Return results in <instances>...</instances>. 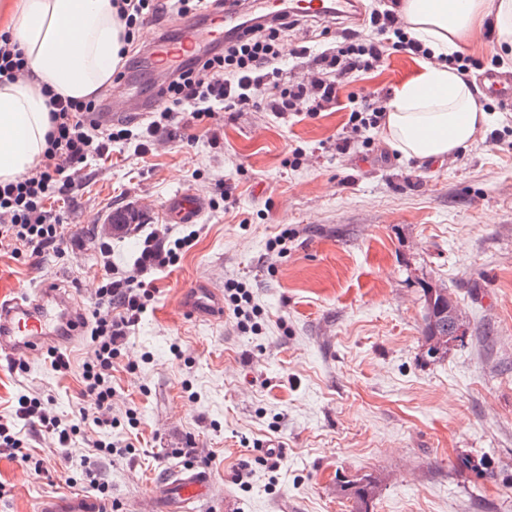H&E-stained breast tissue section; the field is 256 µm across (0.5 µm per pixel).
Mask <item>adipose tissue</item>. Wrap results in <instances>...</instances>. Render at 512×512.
<instances>
[{
  "instance_id": "obj_1",
  "label": "adipose tissue",
  "mask_w": 512,
  "mask_h": 512,
  "mask_svg": "<svg viewBox=\"0 0 512 512\" xmlns=\"http://www.w3.org/2000/svg\"><path fill=\"white\" fill-rule=\"evenodd\" d=\"M410 37L433 55L396 88L383 135L408 159L442 160L475 141L487 124L471 83L445 63L475 35L491 31L512 48V0H403ZM0 29L31 73L0 81V182L39 164L51 128L44 89L85 100L112 83L127 28L112 0H0Z\"/></svg>"
}]
</instances>
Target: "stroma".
Returning a JSON list of instances; mask_svg holds the SVG:
<instances>
[{
    "mask_svg": "<svg viewBox=\"0 0 512 512\" xmlns=\"http://www.w3.org/2000/svg\"><path fill=\"white\" fill-rule=\"evenodd\" d=\"M173 18L159 0L125 46L120 86L146 81L148 42ZM420 63L392 54L313 118L184 113L149 150L131 139L81 165L71 192L47 203L71 236L66 253H0V298L55 283L89 308L104 262L134 274L148 232L194 243L142 275L152 298L112 362V425L81 428L68 448L25 427L26 457L0 453V512L47 500L162 512L155 482L187 463L210 475L215 512H353L345 485L366 475L379 483L371 512H512V101L478 92L482 136L441 161L401 157L378 128L336 150L354 101L394 92ZM181 193L204 203L194 223L165 215ZM117 210L142 212L143 229L113 230ZM284 229L285 252L270 251ZM228 282L251 291L258 333L186 310L189 288L220 294ZM433 286L467 317L464 342L436 360L423 333ZM64 356L61 369L45 353L0 357V417L27 394L79 422L93 403L89 348ZM98 439L112 455L93 454ZM465 457L482 470L460 469Z\"/></svg>",
    "mask_w": 512,
    "mask_h": 512,
    "instance_id": "obj_1",
    "label": "stroma"
}]
</instances>
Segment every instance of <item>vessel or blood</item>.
I'll return each mask as SVG.
<instances>
[{"mask_svg":"<svg viewBox=\"0 0 512 512\" xmlns=\"http://www.w3.org/2000/svg\"><path fill=\"white\" fill-rule=\"evenodd\" d=\"M285 11L315 20L345 18L357 25L365 17L361 0H248L243 10L225 0L221 7L204 9L199 20L185 23L181 40L166 44L155 53V90L162 87L164 79L171 77L186 57L208 54L223 45L225 36L239 34L243 13L268 20ZM155 90L133 98L113 93L98 112V123L105 128L124 118L143 116L158 100ZM202 210L200 199L180 194L170 200L167 214L174 222L190 224ZM85 324L81 301L69 293L50 285L22 292L15 299L0 301V355L29 359L51 347L74 345ZM212 488L206 472L186 466L167 476L161 494L168 512H196L198 504L210 500Z\"/></svg>","mask_w":512,"mask_h":512,"instance_id":"1","label":"vessel or blood"}]
</instances>
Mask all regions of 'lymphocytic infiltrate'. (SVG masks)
Returning a JSON list of instances; mask_svg holds the SVG:
<instances>
[{"mask_svg":"<svg viewBox=\"0 0 512 512\" xmlns=\"http://www.w3.org/2000/svg\"><path fill=\"white\" fill-rule=\"evenodd\" d=\"M369 23L371 39L339 32L335 43L315 56L312 71L287 83L282 80L281 42L285 32L294 27V19L284 14L248 26L236 39L225 42L221 52L195 57L191 65L175 72L160 92L164 103L161 115L167 118L187 110L199 120L218 110L232 112L249 105L262 111L302 112L313 117L336 103L340 88L355 73L379 66L395 52L426 55V48L408 35L395 12H372ZM49 104L52 128L42 164L22 178L0 183V250L10 249L16 256L63 253L66 227L47 209V201L69 193L73 170L88 157L109 154L114 143L135 136L122 126L100 128L95 119L99 101L69 100L53 93ZM105 273L92 312V358L82 371L93 406L82 410L79 422L98 428L112 424V361L125 345L131 326L145 312L148 294L137 276L122 274L112 266L106 267ZM21 420L40 424L57 436L63 448L69 447L79 426L49 415L43 398L23 394L14 419H0L1 448L18 452L25 447L17 428Z\"/></svg>","mask_w":512,"mask_h":512,"instance_id":"1","label":"lymphocytic infiltrate"}]
</instances>
